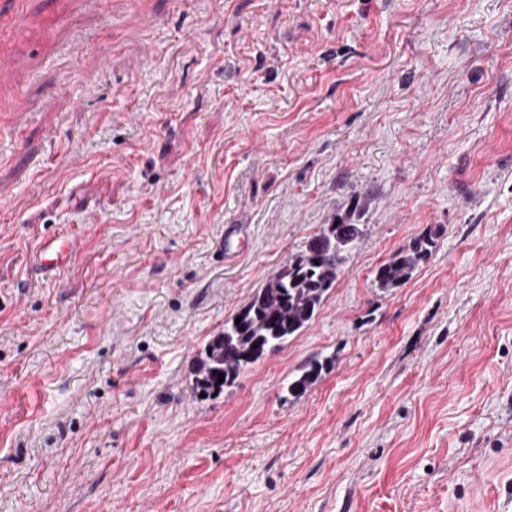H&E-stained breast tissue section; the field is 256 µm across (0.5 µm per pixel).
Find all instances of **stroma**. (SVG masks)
I'll return each mask as SVG.
<instances>
[{"label": "stroma", "instance_id": "obj_1", "mask_svg": "<svg viewBox=\"0 0 512 512\" xmlns=\"http://www.w3.org/2000/svg\"><path fill=\"white\" fill-rule=\"evenodd\" d=\"M357 196L316 318L196 398ZM0 512H512V0H0ZM250 241V225L228 224L224 227L221 246L225 263L236 261L246 251ZM434 245L431 233L414 238L407 247L399 249L377 267L373 279L375 286L382 291L401 286L419 264L429 258ZM76 251L69 237H54L42 242L32 256V268L36 275L55 277L68 266ZM330 363L328 359L320 360L314 357L299 366L284 386L287 398L296 400L306 395L316 385Z\"/></svg>", "mask_w": 512, "mask_h": 512}]
</instances>
